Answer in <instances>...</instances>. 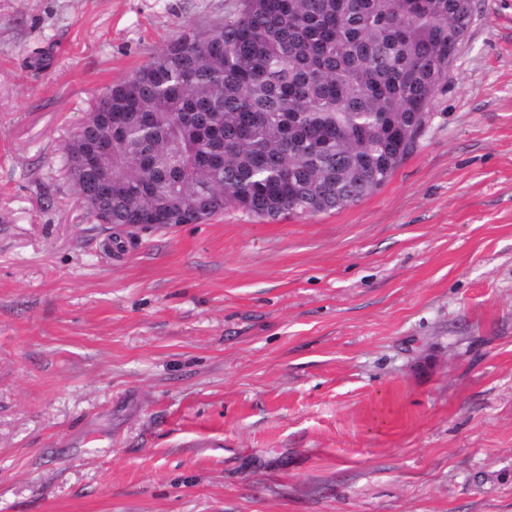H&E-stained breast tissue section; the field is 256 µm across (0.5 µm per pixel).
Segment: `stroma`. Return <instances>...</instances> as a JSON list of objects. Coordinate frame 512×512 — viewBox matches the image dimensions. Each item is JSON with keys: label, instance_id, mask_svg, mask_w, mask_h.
<instances>
[{"label": "stroma", "instance_id": "obj_1", "mask_svg": "<svg viewBox=\"0 0 512 512\" xmlns=\"http://www.w3.org/2000/svg\"><path fill=\"white\" fill-rule=\"evenodd\" d=\"M234 0H0V512H512V0L381 189L94 223L65 145Z\"/></svg>", "mask_w": 512, "mask_h": 512}]
</instances>
